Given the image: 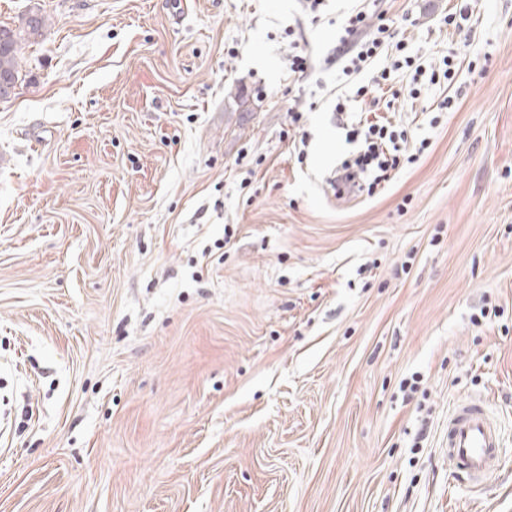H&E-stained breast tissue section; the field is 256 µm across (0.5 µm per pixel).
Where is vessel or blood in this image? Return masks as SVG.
Listing matches in <instances>:
<instances>
[{
	"instance_id": "obj_1",
	"label": "vessel or blood",
	"mask_w": 512,
	"mask_h": 512,
	"mask_svg": "<svg viewBox=\"0 0 512 512\" xmlns=\"http://www.w3.org/2000/svg\"><path fill=\"white\" fill-rule=\"evenodd\" d=\"M503 457L499 428L486 402H458L448 416V461L458 482L479 484L499 467Z\"/></svg>"
}]
</instances>
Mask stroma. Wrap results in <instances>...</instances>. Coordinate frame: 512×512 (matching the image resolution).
<instances>
[{"label":"stroma","instance_id":"35a3bbf8","mask_svg":"<svg viewBox=\"0 0 512 512\" xmlns=\"http://www.w3.org/2000/svg\"><path fill=\"white\" fill-rule=\"evenodd\" d=\"M378 2L427 73L340 116L360 0H0L47 18L0 100V512H512V0ZM356 121L409 160L346 197ZM476 395L508 450L478 491ZM447 448L450 475L460 483H482L500 466V431L483 399H465L453 407Z\"/></svg>","mask_w":512,"mask_h":512}]
</instances>
